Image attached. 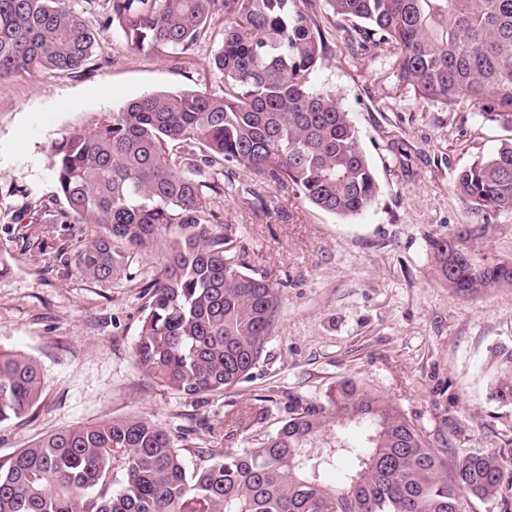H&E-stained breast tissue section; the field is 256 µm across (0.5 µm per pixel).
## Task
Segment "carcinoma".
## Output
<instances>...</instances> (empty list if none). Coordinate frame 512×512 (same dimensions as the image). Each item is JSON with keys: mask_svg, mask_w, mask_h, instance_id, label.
Returning <instances> with one entry per match:
<instances>
[{"mask_svg": "<svg viewBox=\"0 0 512 512\" xmlns=\"http://www.w3.org/2000/svg\"><path fill=\"white\" fill-rule=\"evenodd\" d=\"M105 2L127 45L158 56L192 49L223 22L209 61L217 88L147 93L70 127L51 148L63 217L94 226L77 254L87 277L111 279L142 251L161 256L144 285L136 363L173 392L220 393L262 359L281 297L214 205L224 195L215 167H244L342 219L367 211L379 184L340 98L312 84L328 55L317 0ZM324 2L348 48L395 57L399 86L512 130V0ZM98 37L67 0H0V78L77 70ZM455 187L479 210L512 211V138L462 170ZM490 228L461 225L432 241L455 293L512 288V258L482 250ZM493 360L491 399L512 404V348ZM41 388L33 359L0 351V423L27 416ZM345 424L363 441L336 432ZM467 440L466 426L443 418L428 441L391 398L348 378L324 404L295 402L259 446L226 448L193 471L145 418L50 434L0 459V512H468L473 499L509 501L500 455L449 457ZM343 457L353 467L327 483Z\"/></svg>", "mask_w": 512, "mask_h": 512, "instance_id": "cac0c4a2", "label": "carcinoma"}]
</instances>
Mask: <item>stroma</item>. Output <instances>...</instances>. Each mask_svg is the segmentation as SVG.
Returning a JSON list of instances; mask_svg holds the SVG:
<instances>
[{
  "mask_svg": "<svg viewBox=\"0 0 512 512\" xmlns=\"http://www.w3.org/2000/svg\"><path fill=\"white\" fill-rule=\"evenodd\" d=\"M100 28L94 56L74 72L0 78V350L37 362L42 393L32 412L0 423V457L75 425L143 417L185 447L189 468L211 454L243 451L288 417L291 399L322 403L352 377L392 398L427 438L441 417L464 424L461 458L496 451L512 460V405L489 398L491 351L512 348V288L469 298L448 288L430 241L462 224H488L487 254L512 257V213L475 209L455 177L492 154L512 132L480 113L421 103L397 84L395 59L354 52L325 13L317 18L331 53L314 84L340 96L380 185L352 220L320 211L292 192L235 168L221 203L255 265L276 283L279 322L262 360L233 388L191 397L160 386L137 365L145 314L140 292L158 258L137 255L126 273L95 281L77 252L87 224H64L51 146L70 126L149 92L211 82L208 63L221 33L185 54L156 56L127 46L103 0H70ZM276 213L248 209L256 196ZM263 413L226 437L247 408Z\"/></svg>",
  "mask_w": 512,
  "mask_h": 512,
  "instance_id": "obj_1",
  "label": "stroma"
}]
</instances>
